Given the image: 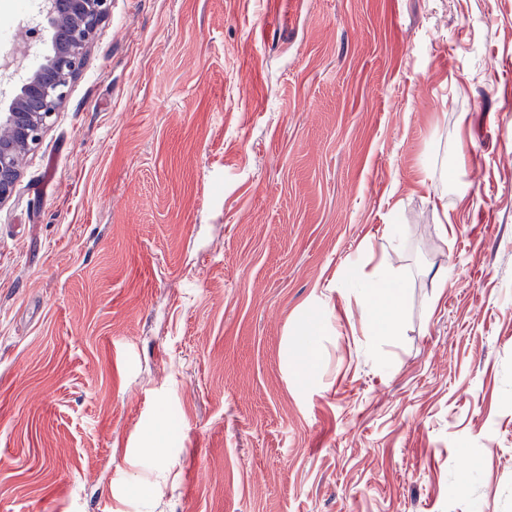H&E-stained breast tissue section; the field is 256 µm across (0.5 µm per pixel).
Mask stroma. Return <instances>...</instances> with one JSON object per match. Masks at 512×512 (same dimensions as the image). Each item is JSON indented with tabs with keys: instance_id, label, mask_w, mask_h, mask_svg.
I'll return each mask as SVG.
<instances>
[{
	"instance_id": "obj_1",
	"label": "stroma",
	"mask_w": 512,
	"mask_h": 512,
	"mask_svg": "<svg viewBox=\"0 0 512 512\" xmlns=\"http://www.w3.org/2000/svg\"><path fill=\"white\" fill-rule=\"evenodd\" d=\"M0 512H512V0H112L0 205ZM363 288L369 291V306L365 309L369 322L387 334L395 333L400 324L397 305L402 281L381 268L373 281L363 283Z\"/></svg>"
}]
</instances>
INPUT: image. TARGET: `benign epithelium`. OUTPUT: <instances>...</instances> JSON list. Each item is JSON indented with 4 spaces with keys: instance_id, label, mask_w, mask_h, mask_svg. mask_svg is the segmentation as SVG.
I'll return each mask as SVG.
<instances>
[{
    "instance_id": "benign-epithelium-1",
    "label": "benign epithelium",
    "mask_w": 512,
    "mask_h": 512,
    "mask_svg": "<svg viewBox=\"0 0 512 512\" xmlns=\"http://www.w3.org/2000/svg\"><path fill=\"white\" fill-rule=\"evenodd\" d=\"M112 0H42L31 42L42 46L44 63L0 113V205L10 197L23 156L41 139L63 103L67 87L81 71L85 48L109 16Z\"/></svg>"
}]
</instances>
